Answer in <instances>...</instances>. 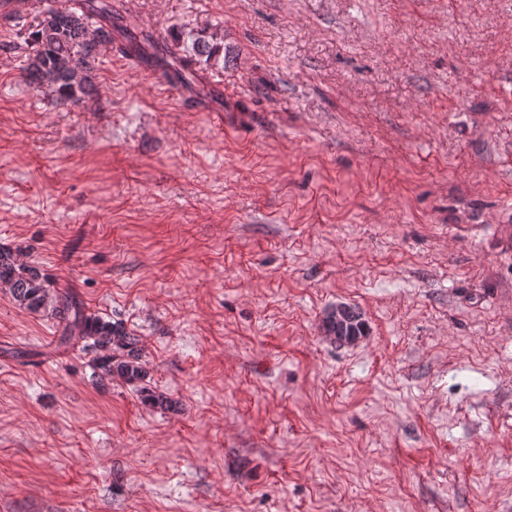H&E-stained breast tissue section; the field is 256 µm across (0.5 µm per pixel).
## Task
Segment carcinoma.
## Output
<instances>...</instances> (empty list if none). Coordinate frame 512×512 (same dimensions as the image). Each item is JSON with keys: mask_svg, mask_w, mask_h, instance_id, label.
Segmentation results:
<instances>
[{"mask_svg": "<svg viewBox=\"0 0 512 512\" xmlns=\"http://www.w3.org/2000/svg\"><path fill=\"white\" fill-rule=\"evenodd\" d=\"M114 12L112 0H78L73 9L44 8L30 34L35 49L27 67L29 83L53 87L61 102L83 91L90 82L99 48L112 43ZM146 43H152L149 34L140 40L130 37L120 50L139 60L144 58ZM190 52L201 56L212 53L213 48L203 44L169 50L171 57L185 64L190 62ZM0 286L8 289L20 307L32 313L48 311L59 318L63 323L60 343H84L85 350L95 353L94 367L101 376L140 387L144 401L154 406L172 407L168 398L143 386L146 371L137 337L119 324L86 314L71 295L51 293L40 268L18 262L8 249H0ZM343 308L345 325L341 329L327 321L329 333L339 337L341 345L352 343L365 331L362 313L347 304Z\"/></svg>", "mask_w": 512, "mask_h": 512, "instance_id": "cac0c4a2", "label": "carcinoma"}]
</instances>
